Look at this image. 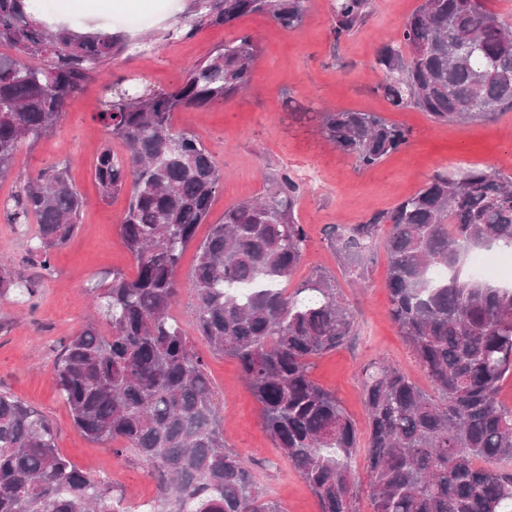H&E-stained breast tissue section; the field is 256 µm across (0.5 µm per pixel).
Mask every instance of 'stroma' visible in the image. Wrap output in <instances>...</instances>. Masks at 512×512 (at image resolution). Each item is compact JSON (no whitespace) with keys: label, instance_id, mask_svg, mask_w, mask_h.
<instances>
[{"label":"stroma","instance_id":"stroma-1","mask_svg":"<svg viewBox=\"0 0 512 512\" xmlns=\"http://www.w3.org/2000/svg\"><path fill=\"white\" fill-rule=\"evenodd\" d=\"M55 11L45 21L70 26L92 23L118 31L119 15L147 17L133 38H150L146 55L130 54L108 65V79H137L157 91L171 89L184 71L223 44L232 31L250 33L259 53L250 84L231 99L201 109L175 113L176 129L198 136L209 149L223 183L207 223L205 238L233 204L265 194L273 180L289 173L303 186L296 217L307 232L304 257L291 280L296 288L315 270L335 277L336 285L356 315L350 343L316 359L314 380L334 392L354 421L359 435L368 432L361 368L374 360L397 366L419 386H427L411 350L388 316L387 256L382 239H374L363 255L366 286H352L330 244L329 227L365 221L386 212L421 189L438 170L478 164L512 176V110L493 122L440 124L414 109L391 107L376 86L381 74L373 68L377 50L394 42L421 0H373L367 24L354 34L334 40L330 32L331 0H309L300 26L284 30L264 14L241 18L235 29L211 27L195 37L167 40L163 34L188 0H114L111 8L76 10L72 0H54ZM105 80L88 81L69 99L51 134L23 147L14 169L21 173L64 165L73 186L86 198L79 231L53 254L55 275L39 280L37 306L28 309L10 298L0 299V389L32 406L50 421L57 449L88 477L111 484L125 512H152L159 496L156 481L132 453L115 455L96 445L75 427L53 380L55 358L70 336L85 324L90 312L86 285L96 274L120 270L135 275L136 263L124 247L119 222L127 194L100 201L93 167L102 147L125 154L96 118ZM375 112L411 131L409 145L378 165L360 168L354 157L336 150L319 130L325 109ZM29 234L0 217V257L12 260L25 278H38L28 259ZM196 253L187 250L177 270L182 285L174 316L203 355L207 372L224 412L228 448L248 458L262 492L277 500L284 512H320L317 498L266 433L259 407L242 380L237 362L212 353L194 325L190 274Z\"/></svg>","mask_w":512,"mask_h":512}]
</instances>
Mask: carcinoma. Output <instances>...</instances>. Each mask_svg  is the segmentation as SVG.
<instances>
[{
    "label": "carcinoma",
    "instance_id": "cac0c4a2",
    "mask_svg": "<svg viewBox=\"0 0 512 512\" xmlns=\"http://www.w3.org/2000/svg\"><path fill=\"white\" fill-rule=\"evenodd\" d=\"M308 0H190L164 35L187 39L212 26L232 28L265 14L297 28ZM372 0H333L334 40L361 29ZM0 177L23 146L51 133L67 101L130 47L119 33L78 32L35 17L32 0H0ZM258 45L235 33L187 69L170 91L105 85L99 122L122 141L105 147L94 178L99 199L129 191L120 222L136 262L93 277L88 286L107 331L87 322L63 345L54 383L77 429L90 441L133 453L157 478L153 512H283L257 486L252 469L224 445L203 355L172 307L176 271L196 245L192 273L195 327L212 351L235 358L275 448L299 471L321 512H356L351 461L354 422L336 395L311 375L313 360L348 341L355 315L335 278L317 272L293 291L288 281L305 250L295 219L301 185L288 172L261 200L233 204L206 223L221 174L197 136L173 126L174 114L224 102L251 82ZM373 68L393 107L416 108L435 122L493 119L512 110V24L470 0H422L399 40L381 46ZM322 135L371 168L406 146L410 130L373 112L321 113ZM86 199L67 167L17 174L4 199L10 224H38L29 256L40 277L80 228ZM383 235L389 317L426 375L425 391L385 362L363 367L373 512H512V409L498 400L512 374V287L462 272L463 258L485 247L512 250V179L488 167L437 171L392 211L329 238L347 272ZM35 282L0 257V298L35 307ZM0 512H119L110 487L94 482L57 451L53 424L0 391Z\"/></svg>",
    "mask_w": 512,
    "mask_h": 512
}]
</instances>
